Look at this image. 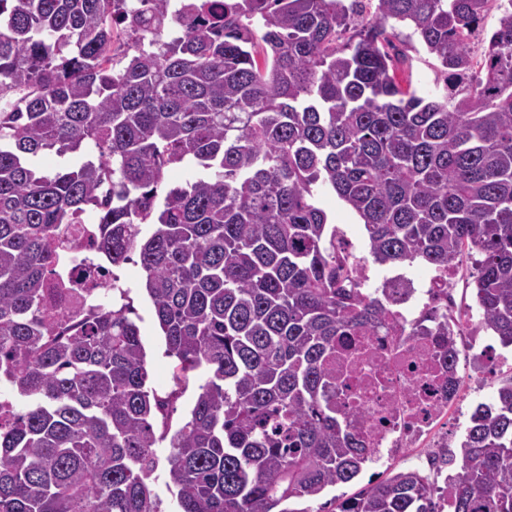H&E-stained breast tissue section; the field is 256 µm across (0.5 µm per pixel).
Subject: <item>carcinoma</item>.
Listing matches in <instances>:
<instances>
[{"label": "carcinoma", "instance_id": "carcinoma-1", "mask_svg": "<svg viewBox=\"0 0 512 512\" xmlns=\"http://www.w3.org/2000/svg\"><path fill=\"white\" fill-rule=\"evenodd\" d=\"M169 2L0 0V379L29 401L0 424V512H165L162 441L179 512H293L359 475L327 362L336 337L402 323L336 254L318 184L380 265L473 260L480 326L512 346V0L478 56L490 0H376L361 27L362 0H179L173 19ZM392 21L439 62L443 99L398 77ZM186 160L202 175L157 201ZM91 206L103 260L139 256L175 383L204 375L171 433L129 289L52 316L46 276ZM451 463V512H512V378ZM336 512L442 506L407 470ZM168 442H160L157 444L155 449L156 455L159 458V466L155 474L153 475V481L151 484V489L153 493L158 496L163 502L162 507L168 512H177V498H176V489L174 486L169 483L167 477V462L166 457L169 453V448H167Z\"/></svg>", "mask_w": 512, "mask_h": 512}]
</instances>
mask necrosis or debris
<instances>
[{
	"mask_svg": "<svg viewBox=\"0 0 512 512\" xmlns=\"http://www.w3.org/2000/svg\"><path fill=\"white\" fill-rule=\"evenodd\" d=\"M87 247L73 249L67 273L49 277L56 314L78 318L86 304L84 292L67 282L87 270ZM453 268H436L422 280L398 274L383 281L398 314L427 300L448 314L453 344L445 354L439 337L412 336L383 327L371 336H340L329 365L336 375V409L364 441L371 464L397 460L435 447L452 406L466 397L469 370L481 338L472 326L457 322L459 307L451 292ZM456 368H449V361Z\"/></svg>",
	"mask_w": 512,
	"mask_h": 512,
	"instance_id": "4bbe7bcc",
	"label": "necrosis or debris"
}]
</instances>
